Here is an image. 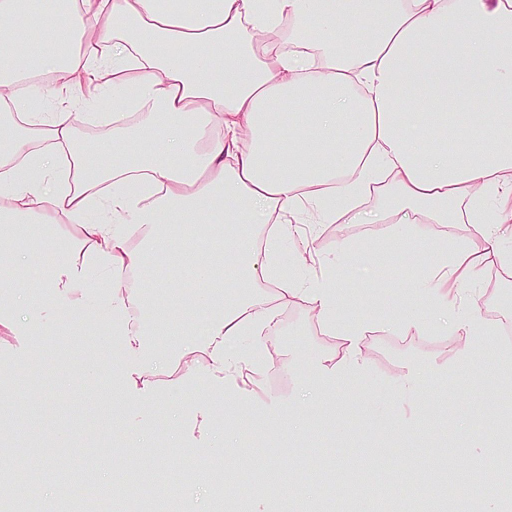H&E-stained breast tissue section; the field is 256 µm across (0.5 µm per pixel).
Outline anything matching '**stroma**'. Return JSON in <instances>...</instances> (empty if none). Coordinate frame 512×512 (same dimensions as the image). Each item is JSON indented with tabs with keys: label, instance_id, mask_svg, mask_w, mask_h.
Returning a JSON list of instances; mask_svg holds the SVG:
<instances>
[{
	"label": "stroma",
	"instance_id": "35a3bbf8",
	"mask_svg": "<svg viewBox=\"0 0 512 512\" xmlns=\"http://www.w3.org/2000/svg\"><path fill=\"white\" fill-rule=\"evenodd\" d=\"M381 208V200L365 194L355 201L360 222L344 218L317 226L309 213L292 219V234L281 255L282 264L308 285L335 289L354 317L364 323L367 358L356 385L324 392L313 362L323 357L344 364L347 345L342 337L322 330L305 296H293L278 304L275 339L254 349L252 365L242 368L223 388L212 386L197 363L187 365L171 380L151 376L150 393L161 405L130 424L139 436L140 453L101 463L95 457L98 449L127 445L125 437L111 428L106 412L110 387L120 382L121 371L113 368L111 374L90 380L82 375L81 366L91 344L97 357L111 365L112 337L101 330L92 337L78 332L48 336L42 346L32 347L23 337L1 331L0 400L24 412L26 421L18 426L19 436L0 438V467L15 469V449L40 439L49 452L39 462L32 498L38 512H55L59 487L52 447L56 434L64 431L68 457L93 471L100 490L113 489L120 467L147 466L159 458L169 472H184L196 479L198 504L203 512H212L209 479L214 473L231 468L241 475L263 464L272 465L273 459L266 453L269 440L244 426L226 431L217 424L208 435H200L201 410H208L218 420L227 409L240 404L284 414L305 409L310 428L289 438L288 453L281 463L288 471L308 473L309 478L303 483L304 496L282 491L280 512H305V497L319 500L335 492L329 468H338L352 479H365L383 470L395 473L403 461L410 460L428 471L451 448L463 449L468 459L483 464L493 481L480 490L458 486L449 512H482L490 498L499 502L502 512H512V484L495 481L500 463L487 449L494 438L512 434V418L496 423L482 413L483 407L496 405L498 390L511 387L512 379L490 371L486 354L491 343L480 336L449 334L436 320L431 303L414 293L418 280L434 268V244L473 250L480 242L464 223L414 224L409 234L390 237L387 225L377 218ZM342 243L357 249L356 259L339 253ZM459 296L475 320L501 330L503 322H512V268H486L478 281L461 285ZM410 305L420 310L428 329L408 334L387 331L384 321ZM464 356L470 362L462 367L458 360ZM287 362L293 368L286 372L282 366ZM409 364L420 372L422 395L414 402L391 403L389 394L400 386ZM272 367L281 371L275 386L266 380ZM170 396L183 400L174 416L162 405ZM333 408L347 410L352 421L359 423V430L343 438L328 432L318 417ZM392 410L409 422L433 424L434 429L405 437L393 430L388 418ZM177 439L197 443L202 455L180 458L173 446ZM231 446L250 448L249 459L229 456ZM376 447L381 448V455H373Z\"/></svg>",
	"mask_w": 512,
	"mask_h": 512
}]
</instances>
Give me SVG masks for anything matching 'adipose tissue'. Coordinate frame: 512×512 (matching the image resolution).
Returning <instances> with one entry per match:
<instances>
[{
    "label": "adipose tissue",
    "instance_id": "1",
    "mask_svg": "<svg viewBox=\"0 0 512 512\" xmlns=\"http://www.w3.org/2000/svg\"><path fill=\"white\" fill-rule=\"evenodd\" d=\"M287 24L316 34L312 51L284 48ZM98 74L112 142L133 152L77 146V123L102 113L46 109ZM385 175L388 213L452 224L469 202L481 248H440L422 287L452 332H478L446 284L512 265L492 230L512 222L498 200L512 177V0H0V328L16 311L32 341L48 315L61 331L105 327L124 369L119 429L125 388L188 354L175 305L201 315L196 346L220 387L247 362L235 344L261 345L276 321L253 294L265 281L281 299L305 293L347 344L336 381L356 383L364 326L334 289L291 278L278 245L284 218L310 207L324 224L358 221L353 199ZM255 224L269 227L265 248ZM48 253L49 275L19 292L18 262ZM164 261L187 262L193 297L131 285ZM228 261L241 268L231 290ZM46 293L60 298L50 314Z\"/></svg>",
    "mask_w": 512,
    "mask_h": 512
}]
</instances>
